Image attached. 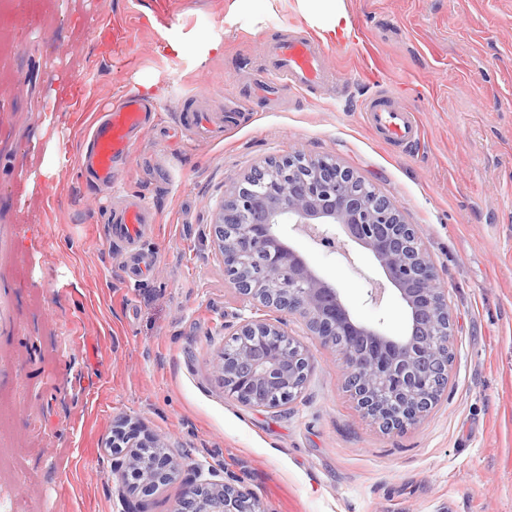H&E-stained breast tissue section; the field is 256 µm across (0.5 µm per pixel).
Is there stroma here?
<instances>
[{
  "instance_id": "obj_1",
  "label": "stroma",
  "mask_w": 512,
  "mask_h": 512,
  "mask_svg": "<svg viewBox=\"0 0 512 512\" xmlns=\"http://www.w3.org/2000/svg\"><path fill=\"white\" fill-rule=\"evenodd\" d=\"M169 2L156 27V0H0V512H124L109 441L133 426L266 512H512V0H346L355 36L327 44L329 82L275 105L256 86L268 46L311 32L295 0L254 27L225 23V0ZM211 33L223 56L164 48ZM381 91L415 111L419 140L375 138L361 104ZM128 93L157 118L102 187L76 159L96 107ZM188 112L221 116L220 137L197 140ZM297 154L390 199L447 284V390L405 431L362 416L339 351L295 315L280 319L311 364L298 397L253 409L224 391L225 330L250 308L209 226L234 180ZM131 195L156 214L141 244L156 263L137 278L109 239ZM278 230L358 320L403 332L398 296L368 300V255L350 264Z\"/></svg>"
}]
</instances>
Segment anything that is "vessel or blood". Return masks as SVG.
Segmentation results:
<instances>
[{
	"label": "vessel or blood",
	"instance_id": "b4317fda",
	"mask_svg": "<svg viewBox=\"0 0 512 512\" xmlns=\"http://www.w3.org/2000/svg\"><path fill=\"white\" fill-rule=\"evenodd\" d=\"M272 68L289 88L305 91L328 78L324 65V50L310 36L289 37L271 49ZM361 110L368 126L387 142L410 144L416 141L420 127L413 111L394 106L390 100L376 97L366 99ZM147 109L144 102L131 93L121 103L100 113L90 129L89 146L77 163L102 186H111L114 164L128 159L135 138L146 126ZM155 213L143 199L126 201L111 215L112 235L126 246L136 249L147 224L153 223Z\"/></svg>",
	"mask_w": 512,
	"mask_h": 512
}]
</instances>
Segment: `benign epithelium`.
Listing matches in <instances>:
<instances>
[{
    "label": "benign epithelium",
    "mask_w": 512,
    "mask_h": 512,
    "mask_svg": "<svg viewBox=\"0 0 512 512\" xmlns=\"http://www.w3.org/2000/svg\"><path fill=\"white\" fill-rule=\"evenodd\" d=\"M361 183L331 157L295 156L268 162L225 192L210 225L212 245L224 255V280L254 311L240 318L230 336L270 340L256 351L224 350L217 370L225 393L242 404L266 407L292 398L297 379H307L309 361L281 322L256 312L296 314L324 344L341 341L345 386L360 411L387 432L404 431L425 417L443 392L439 382L452 359L448 290L415 226L405 223L390 201L359 188ZM281 224L294 225L321 249L351 263L350 244L367 250L385 275L383 281L367 279L369 301L381 305L391 285L405 307V333L390 336L355 318L341 290L283 241ZM252 264L263 270L258 281L246 273ZM131 447L124 453L112 445L118 477L132 471L156 489L179 473L165 442ZM203 472L200 464L191 467L180 512H264L259 501L231 484L202 479Z\"/></svg>",
    "instance_id": "1"
}]
</instances>
